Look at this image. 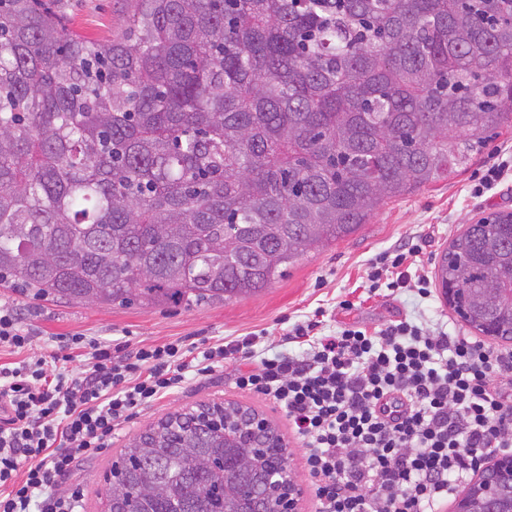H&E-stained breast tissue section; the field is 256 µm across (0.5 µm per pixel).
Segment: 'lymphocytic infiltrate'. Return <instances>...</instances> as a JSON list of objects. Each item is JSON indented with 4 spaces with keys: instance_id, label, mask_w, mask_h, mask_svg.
Wrapping results in <instances>:
<instances>
[{
    "instance_id": "f902f5d3",
    "label": "lymphocytic infiltrate",
    "mask_w": 512,
    "mask_h": 512,
    "mask_svg": "<svg viewBox=\"0 0 512 512\" xmlns=\"http://www.w3.org/2000/svg\"><path fill=\"white\" fill-rule=\"evenodd\" d=\"M418 247L380 253L368 263L369 296L429 280L411 274ZM297 354L260 355L251 333L197 351L182 342L140 346L114 357L111 342L63 336L62 354L31 355L34 338L0 309V512H77L81 491L58 493L78 458L107 448L140 409L238 362V389L272 401L304 447V473L317 512H441L458 486L491 458L512 454V393L498 375L512 352L402 318L374 332L349 325L322 332L319 317L284 334ZM91 345L81 372L71 351Z\"/></svg>"
}]
</instances>
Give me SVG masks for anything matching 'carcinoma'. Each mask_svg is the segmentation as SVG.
<instances>
[{
    "label": "carcinoma",
    "instance_id": "1",
    "mask_svg": "<svg viewBox=\"0 0 512 512\" xmlns=\"http://www.w3.org/2000/svg\"><path fill=\"white\" fill-rule=\"evenodd\" d=\"M59 2L0 0V286L24 297L248 298L512 130V0H125L103 40ZM437 278L512 336V212L466 225ZM248 412L151 425L102 512H273L288 449L257 451Z\"/></svg>",
    "mask_w": 512,
    "mask_h": 512
}]
</instances>
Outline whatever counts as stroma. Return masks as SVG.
Masks as SVG:
<instances>
[{
  "label": "stroma",
  "instance_id": "35a3bbf8",
  "mask_svg": "<svg viewBox=\"0 0 512 512\" xmlns=\"http://www.w3.org/2000/svg\"><path fill=\"white\" fill-rule=\"evenodd\" d=\"M71 30L90 39H108L119 33L124 13L120 0H62ZM471 172L428 185L384 204L356 232L328 248L307 254L271 287L244 300L206 305L190 310L142 309L55 304L22 297L0 286V308L18 313L24 328L34 335V354L55 350V337L81 334L90 339H125L131 344H161L175 339L185 343L215 342L250 332L267 331V344L277 348L282 324L298 321L315 310L325 313V333L344 324L374 330L408 317L419 322H446L449 330L470 334L471 329L445 303L440 291L420 298L407 291L396 296L367 297L364 286L369 259L423 238L427 245L418 265L426 275H435L442 252L466 224L494 212H512V171L482 195L471 192ZM348 299L352 308H341ZM238 365L225 361L205 379H193L182 388L146 407L121 425L112 444L99 455L77 461L58 487L65 493L80 488L83 512H100L97 491L102 472L127 445L151 423L167 413L205 403L236 401L253 407L279 429L290 452L289 466L300 475L303 449L281 411L236 388Z\"/></svg>",
  "mask_w": 512,
  "mask_h": 512
}]
</instances>
